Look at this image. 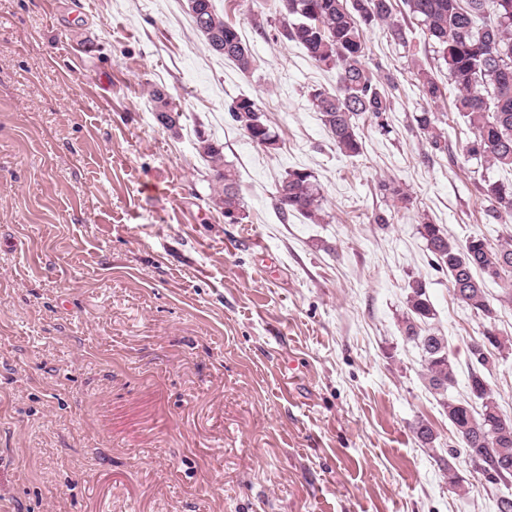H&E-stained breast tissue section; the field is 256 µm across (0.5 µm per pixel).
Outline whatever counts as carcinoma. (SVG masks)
<instances>
[{"label": "carcinoma", "instance_id": "cac0c4a2", "mask_svg": "<svg viewBox=\"0 0 512 512\" xmlns=\"http://www.w3.org/2000/svg\"><path fill=\"white\" fill-rule=\"evenodd\" d=\"M196 2L199 13L209 22L208 30L199 27L197 31L207 40L214 31L221 34L224 57L242 73L250 72L254 57L236 27L214 10L212 0ZM280 2L282 35L298 43L317 65L336 70V88L316 89L310 100L341 154L354 157L361 153L356 120L362 114L373 116L383 132H390L384 115L393 111L394 82L366 69V31L384 26L393 41L403 43L410 22L420 28L435 59L448 72V89L455 91V110L473 133L466 155L487 170L495 167L512 172V0H402L401 22L394 17L393 0ZM417 76L426 104L445 97L434 76L422 68ZM150 97L155 112L176 111L162 90L152 89ZM228 114L252 143L276 140L255 99H234ZM414 120L419 137L432 149H447V136L439 127L443 123L440 113L425 109ZM197 150L210 164L211 201L224 214V223L241 219L239 175L224 160L223 146L201 137ZM279 187L282 191L276 192L275 207L282 217L298 213L314 224L319 222L321 194L311 172L290 170ZM480 193L486 202L488 223L512 218V178H484ZM420 234L438 268L448 275L454 296L486 323L482 336L468 346V358L475 365L469 391L481 401V412L473 414L464 399L448 401V421L457 438V447L448 453L464 454L488 487L512 483V415L500 409L484 375L496 355L507 348V340L496 333V310L487 284L512 274V239L494 244L474 234L458 242L426 217L422 218ZM407 308L404 336L421 346L428 385L443 394L455 382L454 363L444 338L425 329L434 317L425 283L414 280L408 284Z\"/></svg>", "mask_w": 512, "mask_h": 512}]
</instances>
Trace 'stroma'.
Segmentation results:
<instances>
[{
	"label": "stroma",
	"instance_id": "stroma-1",
	"mask_svg": "<svg viewBox=\"0 0 512 512\" xmlns=\"http://www.w3.org/2000/svg\"><path fill=\"white\" fill-rule=\"evenodd\" d=\"M212 3L249 73L210 49L187 0H0V512H496V490L448 455L445 402L468 396L483 321L419 228L495 243L512 219L485 222L452 99L435 106L447 151L416 134L417 70L446 72L420 32L367 30V68L396 85L391 131L361 117L347 157L309 97L337 73L282 37L277 0ZM243 95L276 146L229 120ZM202 136L240 175L241 223L209 200ZM294 168L321 187L320 223L275 208ZM414 279L455 362L444 396L403 333ZM150 97H151V101L154 103V109H155L156 114L169 110L171 112L177 113L179 116L178 110L176 111V108L173 106V103L170 101L169 97L161 89H158V88L152 89L150 92ZM175 113H165V114H163V116H159V119L162 122L173 121V122L177 123L178 116ZM162 122H160V123L165 127V129H167V130L175 129L173 125H167Z\"/></svg>",
	"mask_w": 512,
	"mask_h": 512
}]
</instances>
